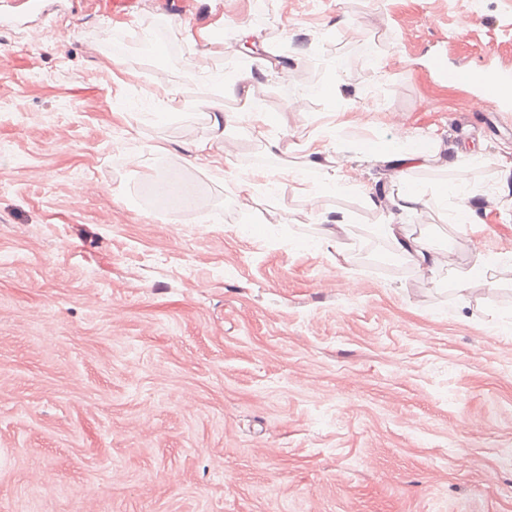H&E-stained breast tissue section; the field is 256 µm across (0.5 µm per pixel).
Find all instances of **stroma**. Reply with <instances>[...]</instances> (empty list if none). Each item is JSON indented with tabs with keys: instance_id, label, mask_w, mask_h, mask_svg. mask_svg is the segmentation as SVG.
<instances>
[{
	"instance_id": "1",
	"label": "stroma",
	"mask_w": 512,
	"mask_h": 512,
	"mask_svg": "<svg viewBox=\"0 0 512 512\" xmlns=\"http://www.w3.org/2000/svg\"><path fill=\"white\" fill-rule=\"evenodd\" d=\"M0 13V512H512V112L429 67L512 70V0ZM244 22L281 68L255 76L270 123L229 130L219 183L181 145L207 136L225 68L253 74L232 47ZM135 38L162 49L107 65L102 43ZM308 68L335 99L298 90ZM161 70L181 86L166 114ZM399 134L436 148L411 184L470 189L465 222L453 198L400 215L381 154ZM310 140L345 187L281 176ZM249 156L276 185L245 207ZM162 169L206 196L196 214L141 200ZM388 222L458 274L484 251L489 284L436 286L386 246Z\"/></svg>"
}]
</instances>
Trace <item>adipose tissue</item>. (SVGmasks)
Instances as JSON below:
<instances>
[{
  "label": "adipose tissue",
  "instance_id": "adipose-tissue-1",
  "mask_svg": "<svg viewBox=\"0 0 512 512\" xmlns=\"http://www.w3.org/2000/svg\"><path fill=\"white\" fill-rule=\"evenodd\" d=\"M251 81L252 77L248 74L232 76L220 81L214 99L208 103L209 137L189 141L184 145L187 161L203 162L210 178L219 181L227 178L228 172L223 165V158L216 155L214 146L223 140L228 128L240 117L238 114L225 112L224 99L242 100L246 105L245 115L254 125L261 126L268 122L267 113L253 103ZM381 230L383 235L392 239L397 248L423 273H437L450 263V257L446 252L430 245L423 236L414 234L408 225L385 224L382 225Z\"/></svg>",
  "mask_w": 512,
  "mask_h": 512
}]
</instances>
